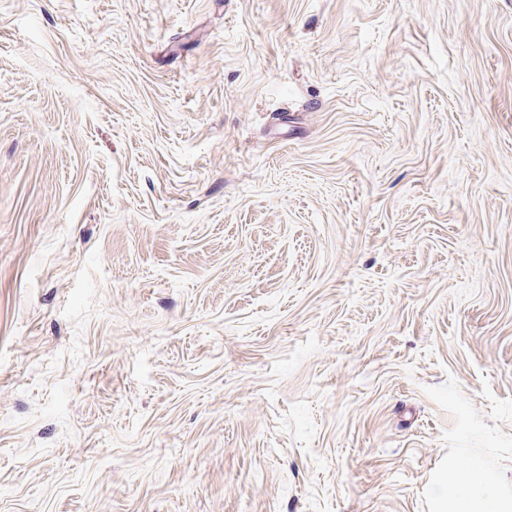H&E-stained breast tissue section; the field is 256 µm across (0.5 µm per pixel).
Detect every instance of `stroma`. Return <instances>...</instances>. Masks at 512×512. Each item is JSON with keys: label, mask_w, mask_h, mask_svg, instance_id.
Here are the masks:
<instances>
[{"label": "stroma", "mask_w": 512, "mask_h": 512, "mask_svg": "<svg viewBox=\"0 0 512 512\" xmlns=\"http://www.w3.org/2000/svg\"><path fill=\"white\" fill-rule=\"evenodd\" d=\"M512 497V0H0V512ZM468 475L448 482L444 492V499L451 504L449 512H511L512 498H502L494 492H487L478 496H468L461 493L464 485L479 486L489 484L487 472L481 466H471Z\"/></svg>", "instance_id": "1"}]
</instances>
